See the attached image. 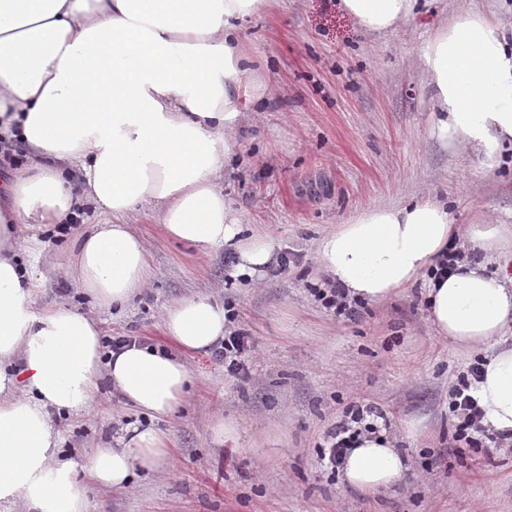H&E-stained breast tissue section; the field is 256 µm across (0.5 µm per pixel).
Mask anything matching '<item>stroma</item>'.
Listing matches in <instances>:
<instances>
[{
    "mask_svg": "<svg viewBox=\"0 0 512 512\" xmlns=\"http://www.w3.org/2000/svg\"><path fill=\"white\" fill-rule=\"evenodd\" d=\"M462 11L512 27V0H427L388 34L362 29L341 0H271L241 24L249 72L219 184L225 204L290 263L259 281L231 283L223 253L167 239L154 211L134 215L153 276L124 309L96 310L103 335L137 336L168 350L165 306L194 295L225 300L252 338L251 378L225 375L214 355L191 356L193 398L170 417L152 421L119 406L106 383L87 414L57 416L69 455L127 422L154 424L170 437V461L136 474L128 488L104 489L81 475L90 512H512V450L438 462L428 455L448 445L450 387L488 348L437 338L418 284L366 303L356 322L312 293L322 284L318 239L370 209L433 198L460 226L512 225V152L488 168L431 134L421 49ZM98 219L88 205L65 234L20 225V258L30 279L46 284L38 305L88 308L66 260ZM354 401L384 411L409 457L410 483L365 496L322 472L317 447ZM220 414L241 426L228 467L226 451L211 442Z\"/></svg>",
    "mask_w": 512,
    "mask_h": 512,
    "instance_id": "1",
    "label": "stroma"
}]
</instances>
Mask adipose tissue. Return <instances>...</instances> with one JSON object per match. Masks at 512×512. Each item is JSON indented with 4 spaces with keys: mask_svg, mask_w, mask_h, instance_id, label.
Returning a JSON list of instances; mask_svg holds the SVG:
<instances>
[{
    "mask_svg": "<svg viewBox=\"0 0 512 512\" xmlns=\"http://www.w3.org/2000/svg\"><path fill=\"white\" fill-rule=\"evenodd\" d=\"M268 0H0V136L21 140L29 165L0 177V512H88L76 482L129 486L171 454L153 426L127 428L83 458L61 453L54 415H80L109 380L124 404L151 419L188 397L185 355L224 338L222 302L191 296L168 304L162 330L175 345L105 353L94 313L55 304L35 310L41 282L17 257L19 224H71L90 204L103 219L84 231L71 268L100 309H122L149 283L145 240L130 218L148 207L166 238L230 250L232 278L258 279L273 263L272 240L243 224L218 185L233 144L248 57L238 21ZM370 32H387L419 0H342ZM434 100L431 132L449 150L498 164L512 139V35L477 12L460 13L426 43ZM458 231L446 206L423 199L379 207L338 224L316 243L321 274L348 296L379 302L425 279L429 319L456 345L492 346L472 394L485 425L512 435V275L486 260L512 237L506 224H473L479 255L432 276ZM405 457L389 439L363 437L342 471L348 487H396Z\"/></svg>",
    "mask_w": 512,
    "mask_h": 512,
    "instance_id": "obj_1",
    "label": "adipose tissue"
}]
</instances>
